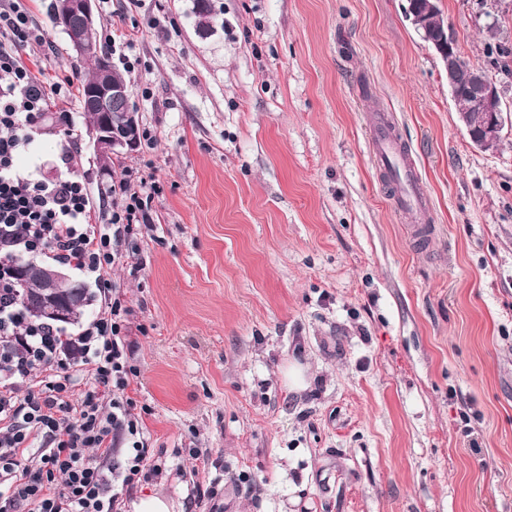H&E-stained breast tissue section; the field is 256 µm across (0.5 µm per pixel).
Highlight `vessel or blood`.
Segmentation results:
<instances>
[{"instance_id":"1","label":"vessel or blood","mask_w":512,"mask_h":512,"mask_svg":"<svg viewBox=\"0 0 512 512\" xmlns=\"http://www.w3.org/2000/svg\"><path fill=\"white\" fill-rule=\"evenodd\" d=\"M370 147L378 168L389 174L397 187V210L406 216L425 213L429 208V200L408 152L389 131L379 128L373 129L371 133Z\"/></svg>"}]
</instances>
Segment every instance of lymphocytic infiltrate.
Here are the masks:
<instances>
[{
    "instance_id": "lymphocytic-infiltrate-1",
    "label": "lymphocytic infiltrate",
    "mask_w": 512,
    "mask_h": 512,
    "mask_svg": "<svg viewBox=\"0 0 512 512\" xmlns=\"http://www.w3.org/2000/svg\"><path fill=\"white\" fill-rule=\"evenodd\" d=\"M33 2L0 0V512H120L123 493L163 473L123 397L136 374L132 310L109 278L122 240L150 222L156 182L125 169L100 213L83 179L19 167L21 151L52 134L48 111L67 118L62 105L80 79L51 83L20 62V48L46 42ZM38 256L102 287L104 303L78 335L27 318L15 263Z\"/></svg>"
}]
</instances>
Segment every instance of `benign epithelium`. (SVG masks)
Here are the masks:
<instances>
[{
    "label": "benign epithelium",
    "mask_w": 512,
    "mask_h": 512,
    "mask_svg": "<svg viewBox=\"0 0 512 512\" xmlns=\"http://www.w3.org/2000/svg\"><path fill=\"white\" fill-rule=\"evenodd\" d=\"M408 17L419 37L433 46L448 72V87L452 96L464 95L473 99L471 107L458 113L462 126L471 141L485 151L497 149L501 143L505 125H512V113L505 110L500 90L487 73L471 67L465 82L458 79L459 61L440 33V10L437 0H412ZM59 26L67 30L75 53L82 56L94 49L95 39L102 33V23L95 12V0H63L58 13ZM125 94L123 87L112 82L103 71L97 85L89 90V96L103 112H111L112 99ZM121 131L112 130V116L100 124L89 127L87 134L103 157L131 150L137 145L139 119L135 112H125L120 121ZM65 279L56 268L44 269V288L47 300L39 316L45 321H64L68 318L65 308L56 304L54 288Z\"/></svg>",
    "instance_id": "7a95c632"
}]
</instances>
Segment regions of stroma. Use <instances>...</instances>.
<instances>
[{"mask_svg":"<svg viewBox=\"0 0 512 512\" xmlns=\"http://www.w3.org/2000/svg\"><path fill=\"white\" fill-rule=\"evenodd\" d=\"M22 54L49 82L73 65ZM112 0L137 37L131 88L155 137L102 167L78 101L23 169L75 176L92 204L134 165L160 186L110 279L131 316L126 397L173 512H512V126L497 150L458 120L407 0ZM460 52L512 110V0H438ZM389 123L431 210L421 223L369 147ZM138 272H131V265ZM306 386L290 389L291 363Z\"/></svg>","mask_w":512,"mask_h":512,"instance_id":"stroma-1","label":"stroma"}]
</instances>
